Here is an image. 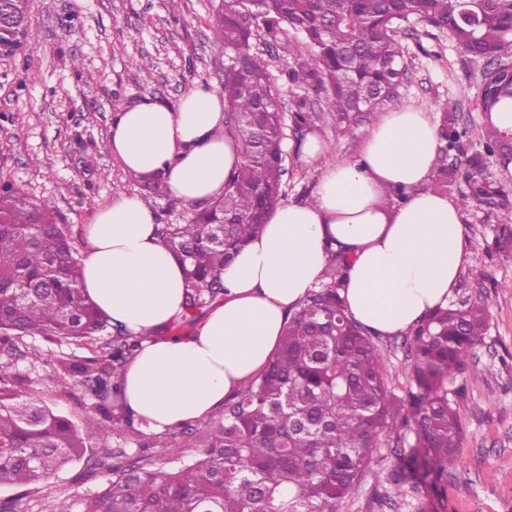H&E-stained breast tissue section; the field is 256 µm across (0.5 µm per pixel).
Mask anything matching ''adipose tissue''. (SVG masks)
I'll return each instance as SVG.
<instances>
[{
    "mask_svg": "<svg viewBox=\"0 0 512 512\" xmlns=\"http://www.w3.org/2000/svg\"><path fill=\"white\" fill-rule=\"evenodd\" d=\"M108 148L127 172L162 177L188 203L222 196L242 162L224 135L220 93L207 85L175 107L149 97L120 107ZM439 148L425 106L378 115L354 163L327 162V144L308 135L303 158L324 164L312 201L272 211L225 267L223 297L191 331L172 335L167 327L185 310L183 266L147 204L116 194L84 228L81 288L112 324L143 338L124 375L135 419L162 432L223 407L266 366L289 315L319 286L328 250L345 256L341 295L374 335L401 334L447 307L469 242L460 202L427 187ZM393 191L408 197L390 204Z\"/></svg>",
    "mask_w": 512,
    "mask_h": 512,
    "instance_id": "1",
    "label": "adipose tissue"
}]
</instances>
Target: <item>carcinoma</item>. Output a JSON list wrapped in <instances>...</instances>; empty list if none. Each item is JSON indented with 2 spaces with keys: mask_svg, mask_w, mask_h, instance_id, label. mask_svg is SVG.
I'll return each mask as SVG.
<instances>
[{
  "mask_svg": "<svg viewBox=\"0 0 512 512\" xmlns=\"http://www.w3.org/2000/svg\"><path fill=\"white\" fill-rule=\"evenodd\" d=\"M16 27L29 30L28 0H7ZM482 18L472 29L462 17ZM417 19L446 29L467 54L492 58L498 69L482 73L483 110L512 100V0H257L254 15L237 0H219L212 23L213 50L224 57V132L243 161L224 195L183 224H159L160 238L186 263L187 296L177 327L199 322L224 295V267L282 202L286 174L284 116L276 79L253 42L279 39L289 28L292 63L284 81L324 97L336 122L372 120L401 76V25ZM298 128L312 122L308 101L293 106ZM442 143L432 187L442 191L455 172L446 156L463 136L457 107H443ZM512 160V136L485 126L484 150L461 161L458 171L469 206L498 194L488 157ZM150 197L167 196L162 179L143 180ZM344 265L328 251V281L311 291L289 318L265 369L224 400V413L191 436L184 447L199 457L176 470L141 465L125 449L112 452V482L84 502L82 512H336L372 462L374 449L400 431L417 469L442 490L448 464L460 451V426L448 397V380L466 365L486 334L489 307L478 303L440 308L407 331L410 339L407 399L396 401L383 355L370 332L348 314L341 297ZM82 265L69 230L56 223L48 202H36L5 185L0 189V343L17 347L25 337L82 341L96 356L58 359L63 382L83 378L95 398L98 428L122 433L144 447L149 434L125 410L123 380L142 337L112 324L80 284ZM20 377L0 366V486L31 485L81 459L83 441L70 417L19 389Z\"/></svg>",
  "mask_w": 512,
  "mask_h": 512,
  "instance_id": "carcinoma-1",
  "label": "carcinoma"
}]
</instances>
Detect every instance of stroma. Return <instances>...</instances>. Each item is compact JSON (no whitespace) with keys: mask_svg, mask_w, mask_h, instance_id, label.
<instances>
[{"mask_svg":"<svg viewBox=\"0 0 512 512\" xmlns=\"http://www.w3.org/2000/svg\"><path fill=\"white\" fill-rule=\"evenodd\" d=\"M166 0H29L35 44L13 57L0 58V182L23 190L35 201L55 206L77 250H84V227L108 204L115 190L141 195L137 177L123 168L107 141L114 101L151 97L177 105L194 85L221 88L224 59L211 44L213 0H183L172 20ZM404 73L387 108L458 105L466 135L449 152V168L481 148L486 125L479 107L483 61L464 53L448 32L414 20L401 36ZM38 78L22 83L25 71ZM313 109L312 132L330 147V161L361 158L366 124L341 128L324 100L304 88L284 84L279 99L289 113L297 98ZM284 203L313 198L322 175L318 164L301 160L296 145L303 132L286 124ZM94 166H87V159ZM491 181L506 197L502 206L477 203L465 208L462 223L469 252L448 299L449 304L484 301L490 318L483 341L465 368L448 384L461 427V453L448 468L446 497L429 483L393 479L410 467L409 448L388 440L336 512H512V244L499 245L504 226L512 225V163L492 162ZM386 364L390 389L399 397L409 388V350L403 336L375 337ZM87 356L75 342L53 343L26 337L18 348L0 345V365L11 364L31 397L45 401L80 427L84 457L26 488L0 490V503L13 501L15 512H80L85 498L112 479L102 462L107 452L125 447L147 461L179 467L162 449L142 448L122 437H102L87 424L92 397L82 385L62 384L56 357Z\"/></svg>","mask_w":512,"mask_h":512,"instance_id":"1","label":"stroma"}]
</instances>
